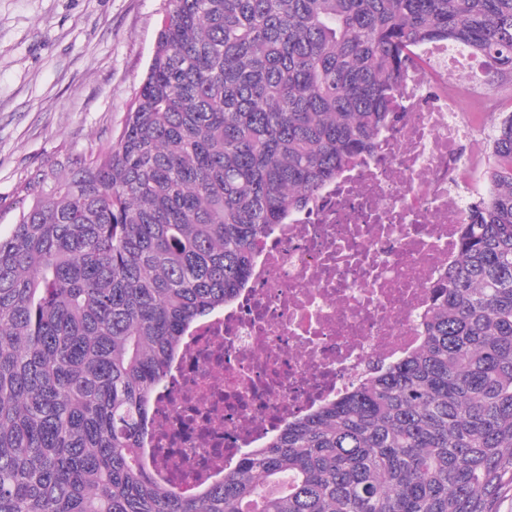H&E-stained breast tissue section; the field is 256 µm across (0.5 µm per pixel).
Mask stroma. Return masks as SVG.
<instances>
[{"instance_id":"35a3bbf8","label":"stroma","mask_w":512,"mask_h":512,"mask_svg":"<svg viewBox=\"0 0 512 512\" xmlns=\"http://www.w3.org/2000/svg\"><path fill=\"white\" fill-rule=\"evenodd\" d=\"M165 0H0V235L34 172L117 139Z\"/></svg>"}]
</instances>
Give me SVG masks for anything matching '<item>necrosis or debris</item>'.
<instances>
[{
	"label": "necrosis or debris",
	"mask_w": 512,
	"mask_h": 512,
	"mask_svg": "<svg viewBox=\"0 0 512 512\" xmlns=\"http://www.w3.org/2000/svg\"><path fill=\"white\" fill-rule=\"evenodd\" d=\"M423 55L403 73L376 152L258 240L250 287L190 336L159 397L145 457L156 479L185 472L191 491L418 345V318L459 254L466 209L453 187L487 145L485 115L469 109L486 63L444 41Z\"/></svg>",
	"instance_id": "obj_1"
}]
</instances>
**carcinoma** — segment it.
<instances>
[{"label":"carcinoma","mask_w":512,"mask_h":512,"mask_svg":"<svg viewBox=\"0 0 512 512\" xmlns=\"http://www.w3.org/2000/svg\"><path fill=\"white\" fill-rule=\"evenodd\" d=\"M112 146L39 170L0 237V512H498L512 492V112L420 345L185 495L152 393L254 243L377 147L445 40L512 76V0H166Z\"/></svg>","instance_id":"1"}]
</instances>
